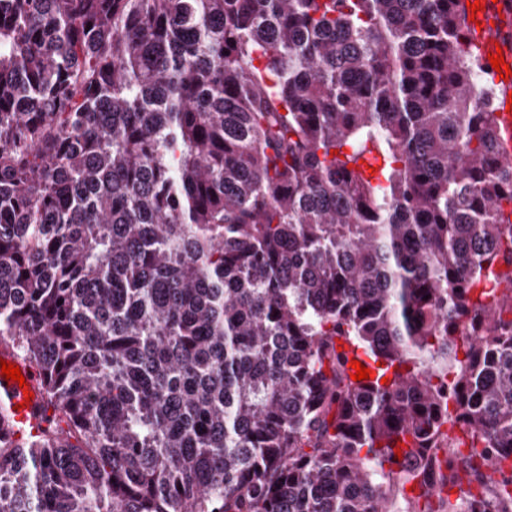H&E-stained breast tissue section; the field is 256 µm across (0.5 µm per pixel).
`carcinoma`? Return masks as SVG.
<instances>
[{"label": "carcinoma", "mask_w": 512, "mask_h": 512, "mask_svg": "<svg viewBox=\"0 0 512 512\" xmlns=\"http://www.w3.org/2000/svg\"><path fill=\"white\" fill-rule=\"evenodd\" d=\"M470 34L463 0H0V342L43 386L0 512H512Z\"/></svg>", "instance_id": "cac0c4a2"}]
</instances>
